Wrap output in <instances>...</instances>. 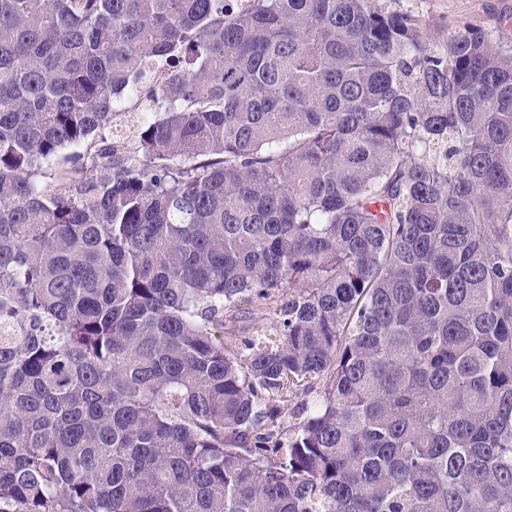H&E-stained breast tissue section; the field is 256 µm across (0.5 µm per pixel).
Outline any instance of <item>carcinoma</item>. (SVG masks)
Segmentation results:
<instances>
[{
    "mask_svg": "<svg viewBox=\"0 0 512 512\" xmlns=\"http://www.w3.org/2000/svg\"><path fill=\"white\" fill-rule=\"evenodd\" d=\"M0 512H512V45L382 0H0ZM275 307L274 300L265 304L245 306L247 308L239 314L224 315V342H234L240 336H257L263 332L273 333L275 325ZM314 395L315 393H288L284 400L280 402L281 412L277 417L275 425L282 430L283 437H288L306 417L307 413L303 412V408L311 401Z\"/></svg>",
    "mask_w": 512,
    "mask_h": 512,
    "instance_id": "1",
    "label": "carcinoma"
}]
</instances>
